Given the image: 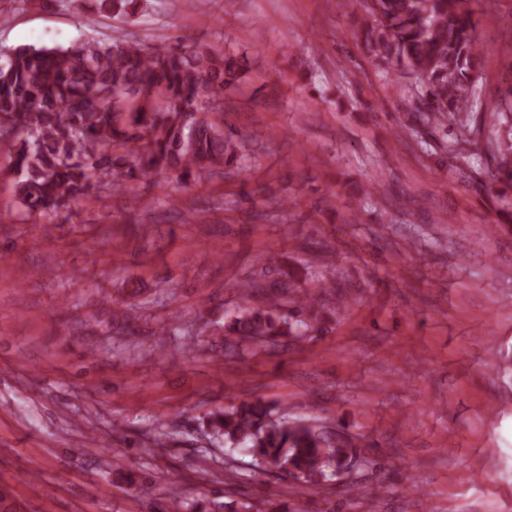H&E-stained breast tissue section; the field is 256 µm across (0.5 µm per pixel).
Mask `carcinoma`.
I'll list each match as a JSON object with an SVG mask.
<instances>
[{
    "instance_id": "1",
    "label": "carcinoma",
    "mask_w": 512,
    "mask_h": 512,
    "mask_svg": "<svg viewBox=\"0 0 512 512\" xmlns=\"http://www.w3.org/2000/svg\"><path fill=\"white\" fill-rule=\"evenodd\" d=\"M138 0H99L118 15L136 12ZM359 39L376 65L397 71L395 90L415 102L414 134L456 127L440 149L458 163L470 157L478 118L512 113V86L497 99L482 98L481 50L469 0H364ZM248 67L224 51L185 37L149 46L135 36L86 37L67 46L0 50V140L15 152L14 193L23 218L58 214L78 198L110 188L123 194L134 179H194L236 165L244 142L224 130V93L245 82ZM487 165L479 183L512 187V135L487 138ZM290 313L275 301L247 306L225 318L224 357L242 345L279 347L329 320L318 298L280 282ZM201 432L225 453L250 456L281 477L319 486L348 469L355 443L317 419H290L273 404L243 401L212 411ZM246 500H207L167 512H251Z\"/></svg>"
}]
</instances>
